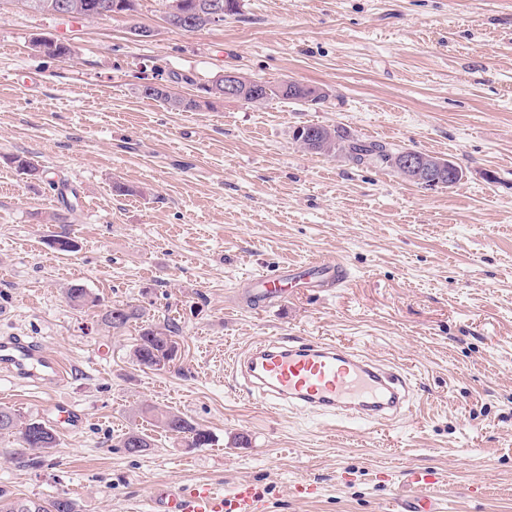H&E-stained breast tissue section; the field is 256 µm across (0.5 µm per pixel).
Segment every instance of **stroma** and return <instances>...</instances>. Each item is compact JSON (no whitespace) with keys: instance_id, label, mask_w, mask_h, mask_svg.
<instances>
[{"instance_id":"obj_1","label":"stroma","mask_w":512,"mask_h":512,"mask_svg":"<svg viewBox=\"0 0 512 512\" xmlns=\"http://www.w3.org/2000/svg\"><path fill=\"white\" fill-rule=\"evenodd\" d=\"M151 37L131 34V26ZM38 38L68 43L61 59ZM227 70L325 91L307 105L213 100L174 112L151 80L197 97ZM181 82H174V75ZM316 123L453 161L464 176L424 189L378 166L303 151ZM37 168L29 176L12 164ZM133 187L115 193L114 182ZM74 239L62 253L53 237ZM318 258L348 283L259 309L251 274ZM100 300L76 309L64 287ZM176 322L170 367L136 366L139 324ZM32 336L65 367L52 390L0 380V408L49 423L51 400L85 415L46 452L0 434L5 500L69 497L79 512H151L157 486L243 483L266 512H398L406 473L434 470L450 512H512V0H238L185 32L161 0L132 15L62 20L0 5V336ZM352 346L418 383L393 424L338 421L247 398L227 363L258 339ZM183 415L213 437L184 440L141 415ZM144 434L138 456L121 446ZM121 309V313L118 317H112L110 314H106L104 311L101 317L102 322L109 328H112L113 330L120 331L121 329H124L128 324L131 322H136L144 317V311L139 306L134 305H115L112 306L113 309Z\"/></svg>"}]
</instances>
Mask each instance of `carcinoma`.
Masks as SVG:
<instances>
[{
    "mask_svg": "<svg viewBox=\"0 0 512 512\" xmlns=\"http://www.w3.org/2000/svg\"><path fill=\"white\" fill-rule=\"evenodd\" d=\"M84 5V18L87 20L108 17L115 14H127L134 11V0H79ZM187 10L192 17L198 20L197 28L201 29L210 24L208 20L209 5L212 0H185ZM41 52L58 58L71 55L70 45L56 40H45L35 44ZM314 88L308 87L306 91H292L288 89L287 82L277 85L262 83L260 94H248L244 99L246 103H261L268 99L282 98L294 100L304 104L309 101H318L320 96L308 98ZM160 101L167 104L169 109L178 112H193L202 107V102L194 98L182 96L172 97L164 95ZM320 129L325 132L326 142L319 146L311 143L309 132ZM293 140L303 150L314 154H329L341 150V155L348 162L361 165H374L385 169L393 168V149L378 142H366L352 138L342 127L325 128L319 124H308L297 127L293 131ZM67 302L75 308L95 306L96 299L88 289L78 283H72L65 289ZM121 313L114 317L102 314V322L109 328L121 330L128 324L144 317L142 308L134 305L120 306ZM179 335V326L166 321L162 324H149L143 328L134 344L133 355L136 363L143 369L160 371L172 362V355L179 349L176 336ZM142 413L153 417L168 432L180 435L195 448H202L211 444L210 434L200 428L192 420L171 412H158L155 408L147 406ZM18 430L19 447L25 449L50 450L58 445L57 435L53 429L37 421L23 422L20 416L9 409H0V431ZM5 512H78L77 503L67 497H56L51 500L24 499L9 504Z\"/></svg>",
    "mask_w": 512,
    "mask_h": 512,
    "instance_id": "obj_1",
    "label": "carcinoma"
}]
</instances>
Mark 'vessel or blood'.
<instances>
[{
  "mask_svg": "<svg viewBox=\"0 0 512 512\" xmlns=\"http://www.w3.org/2000/svg\"><path fill=\"white\" fill-rule=\"evenodd\" d=\"M349 278L343 262H309L304 272L260 275V298L287 299L292 287L315 281L317 287H339ZM248 382V395L277 406L286 404L342 420L383 425L401 416L412 403L413 386L401 370L388 371L378 361L353 348L332 341L279 338L257 343L238 362ZM0 376L41 388L62 384L66 371L43 345L27 336L0 338ZM60 427L74 431L83 415L71 405L48 406ZM412 493L404 512H443L431 491L438 479L432 470H409ZM262 493L252 484L238 486L229 498L200 484L191 491L159 489L153 496V512H264Z\"/></svg>",
  "mask_w": 512,
  "mask_h": 512,
  "instance_id": "vessel-or-blood-1",
  "label": "vessel or blood"
}]
</instances>
